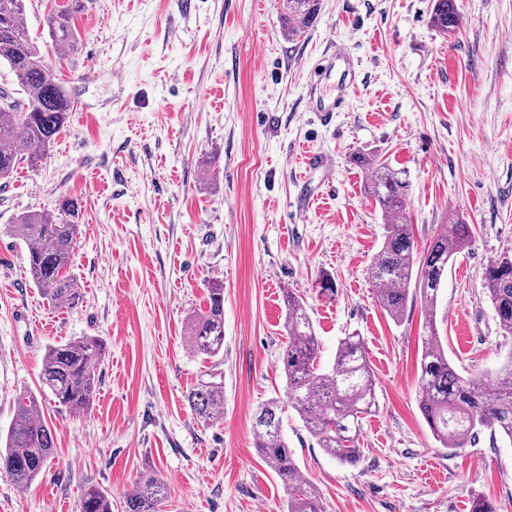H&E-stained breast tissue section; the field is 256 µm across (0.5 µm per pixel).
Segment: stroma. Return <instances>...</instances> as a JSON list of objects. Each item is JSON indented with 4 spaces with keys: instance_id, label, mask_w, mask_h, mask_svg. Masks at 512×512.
<instances>
[{
    "instance_id": "obj_1",
    "label": "stroma",
    "mask_w": 512,
    "mask_h": 512,
    "mask_svg": "<svg viewBox=\"0 0 512 512\" xmlns=\"http://www.w3.org/2000/svg\"><path fill=\"white\" fill-rule=\"evenodd\" d=\"M443 36L433 0H321L302 38L281 27L282 0H91L80 48L48 56L76 110L38 166L0 181V430L20 392L36 393L56 433L41 475L18 489L0 471V512H79L85 489L125 495L145 473L169 512H287L281 479L258 456L253 415L283 398L284 290L312 317L323 363L343 336L366 342L378 406L355 465L326 455L294 410L283 432L325 512H512V444L481 435L448 450L417 404L425 316L380 308L370 268L383 220L356 155L407 171L418 246L438 225L475 227L437 310L462 375L512 351L481 288L483 267L512 253V0H456ZM347 44L358 82L343 111L308 109L317 63ZM99 80H89L90 72ZM326 169H305L303 150ZM75 204L72 273L84 291L59 309L35 285L16 220ZM336 290L321 294L318 276ZM224 284V354H193L188 324ZM106 344L92 406L74 413L40 388L47 346ZM224 375V415L198 419L186 392ZM458 17L455 0H434L430 19L439 33L454 34L458 29Z\"/></svg>"
}]
</instances>
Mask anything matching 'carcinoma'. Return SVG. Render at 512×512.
I'll use <instances>...</instances> for the list:
<instances>
[{"label":"carcinoma","mask_w":512,"mask_h":512,"mask_svg":"<svg viewBox=\"0 0 512 512\" xmlns=\"http://www.w3.org/2000/svg\"><path fill=\"white\" fill-rule=\"evenodd\" d=\"M26 0H0V65H6L19 99L0 88V179L9 178L24 161L36 165L47 158L65 129L75 100L48 68L39 46L29 37ZM321 0H284V31L294 41L302 37L320 11ZM85 0L50 4L46 16L56 54L77 52L81 38L75 19ZM431 23L446 36L458 29L455 0H434ZM356 162L367 170L365 192L379 207L383 242L370 270L381 309L400 321L408 304L418 302L426 313L424 349L418 380L419 408L435 439L444 448H465L486 433L492 443L512 442V351L494 374L465 377L448 359L436 330L441 291L454 257L473 241V225L442 224L423 253H418L407 218L410 181L376 154ZM29 270L47 300L75 308L83 301L80 284L69 273L79 225L46 212L19 218ZM481 287L491 302L502 335L512 337V255L504 254L481 272ZM208 306L191 319L192 353L216 359L224 352V283L207 284ZM284 329L288 343L283 373L288 406L296 411L317 446L343 464L361 456L359 440L364 416L376 407V381L363 337L340 339L333 362H321V347L303 298L286 289ZM105 354L99 336H80L45 350L41 388L70 411L89 408L98 382L97 365ZM190 410L204 422L224 415V376L208 373L185 395ZM282 406L271 401L255 413L257 452L288 491L287 512H324L294 458L282 431ZM55 448V435L40 411L36 395L24 392L16 400L13 420L0 436V470L20 489L42 473ZM166 483L157 475L141 477L124 500V512H161L168 502ZM80 512H112V498L97 488L85 491Z\"/></svg>","instance_id":"obj_1"}]
</instances>
